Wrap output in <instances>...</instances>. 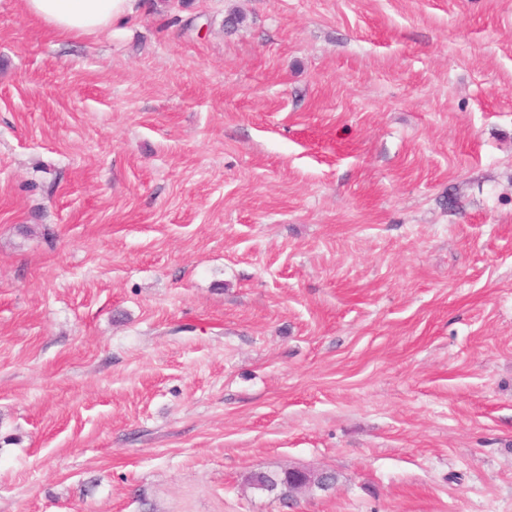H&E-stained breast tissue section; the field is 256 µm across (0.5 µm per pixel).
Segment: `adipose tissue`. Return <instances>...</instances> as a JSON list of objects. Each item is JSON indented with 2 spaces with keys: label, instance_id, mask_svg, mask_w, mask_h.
Listing matches in <instances>:
<instances>
[{
  "label": "adipose tissue",
  "instance_id": "adipose-tissue-1",
  "mask_svg": "<svg viewBox=\"0 0 512 512\" xmlns=\"http://www.w3.org/2000/svg\"><path fill=\"white\" fill-rule=\"evenodd\" d=\"M36 20L61 36H96L134 15L137 0H24Z\"/></svg>",
  "mask_w": 512,
  "mask_h": 512
}]
</instances>
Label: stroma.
I'll list each match as a JSON object with an SVG mask.
<instances>
[{
	"label": "stroma",
	"mask_w": 512,
	"mask_h": 512,
	"mask_svg": "<svg viewBox=\"0 0 512 512\" xmlns=\"http://www.w3.org/2000/svg\"><path fill=\"white\" fill-rule=\"evenodd\" d=\"M140 4L0 0V512H512V0ZM138 0H25V9L60 36H96L134 15ZM284 472L288 473V476L292 477L290 483H288V479L284 478ZM284 472H255L250 476V485L253 489L258 491H262V486L266 484L276 485L275 490L280 491L282 500H286L288 498V485L298 492L303 490L312 491L313 489L328 491L330 489V487L325 484H315L316 479L327 475V472L315 474L310 470L295 468H290Z\"/></svg>",
	"instance_id": "obj_1"
}]
</instances>
